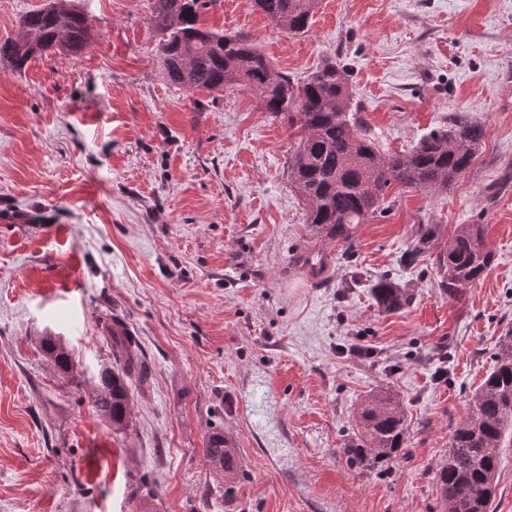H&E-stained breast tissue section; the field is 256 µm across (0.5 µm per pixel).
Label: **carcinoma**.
<instances>
[{
  "label": "carcinoma",
  "mask_w": 512,
  "mask_h": 512,
  "mask_svg": "<svg viewBox=\"0 0 512 512\" xmlns=\"http://www.w3.org/2000/svg\"><path fill=\"white\" fill-rule=\"evenodd\" d=\"M216 0H154L158 53L169 81L186 90L220 92L243 86L266 111L288 122L300 134L288 161V181L306 205L311 232L342 245L354 255L358 227L381 208L389 188L397 183L442 193L465 174L484 138L483 125L467 116L425 135L408 152L383 153L355 117L346 66L326 62L302 83L275 68L249 39L203 26L201 16ZM279 29L303 35L318 0H250ZM25 36L0 41V67L23 70L45 51L80 52L91 39L85 14L49 0L21 20ZM442 236L439 224L419 225L407 255L428 251ZM494 260L481 224H459L436 256L439 286L456 297L483 280ZM378 308L395 313L409 306L413 294L394 278L370 285ZM114 365L101 371L93 394L97 413L117 431L131 423V385L144 376L139 357L120 336L111 335ZM42 350L62 373L72 366L66 347L53 336ZM512 424V336L500 341L493 370L474 393L466 416L453 427L448 457L436 469L441 512H494L501 440ZM358 429L341 449L349 467L360 473L380 470L404 451L408 426L399 396L370 394L361 404ZM208 460L236 475L235 449L220 434L205 448Z\"/></svg>",
  "instance_id": "obj_1"
}]
</instances>
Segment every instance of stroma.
Listing matches in <instances>:
<instances>
[{
	"mask_svg": "<svg viewBox=\"0 0 512 512\" xmlns=\"http://www.w3.org/2000/svg\"><path fill=\"white\" fill-rule=\"evenodd\" d=\"M68 2L92 23L82 52L0 69V512H440L451 428L512 335V0H319L301 36L247 0L205 13L294 80L346 64L380 150L462 113L484 125L467 173L439 194L393 185L349 260L306 223L287 122L239 86L171 84L152 0ZM422 224L484 225L494 261L460 298L433 255L405 265ZM383 275L409 307L377 308ZM110 318L148 368L119 433L92 405ZM387 390L404 453L362 474L340 450ZM216 433L234 482L206 459ZM42 350L62 373H68L72 366L71 355L66 347L54 336H45L42 340Z\"/></svg>",
	"mask_w": 512,
	"mask_h": 512,
	"instance_id": "stroma-1",
	"label": "stroma"
}]
</instances>
